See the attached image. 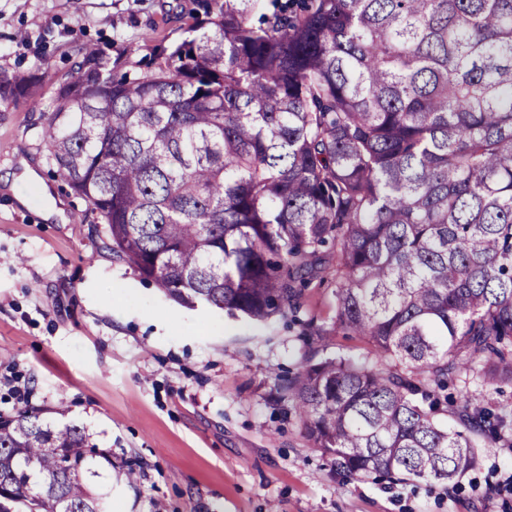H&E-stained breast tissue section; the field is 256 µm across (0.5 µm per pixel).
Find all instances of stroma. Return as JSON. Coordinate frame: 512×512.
Returning <instances> with one entry per match:
<instances>
[{"label": "stroma", "instance_id": "1", "mask_svg": "<svg viewBox=\"0 0 512 512\" xmlns=\"http://www.w3.org/2000/svg\"><path fill=\"white\" fill-rule=\"evenodd\" d=\"M191 7L0 0V77L44 75L39 105L0 106V414L66 403L101 452L97 484L137 470L135 483L111 484L126 512H512V448L481 449L453 491L347 479L284 413L277 377L327 349L369 350L341 332L302 338L304 323L334 316L333 275L305 288L294 317L267 324L181 307L103 248L105 224L48 163L40 115L77 49L135 70L186 38Z\"/></svg>", "mask_w": 512, "mask_h": 512}]
</instances>
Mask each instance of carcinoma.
<instances>
[{
    "mask_svg": "<svg viewBox=\"0 0 512 512\" xmlns=\"http://www.w3.org/2000/svg\"><path fill=\"white\" fill-rule=\"evenodd\" d=\"M193 4L145 71L77 50L47 159L185 308L267 322L335 269L332 328L369 356L325 354L278 401L340 475L458 488L512 445V0ZM43 81L1 79L0 105ZM67 413L0 416V512H112Z\"/></svg>",
    "mask_w": 512,
    "mask_h": 512,
    "instance_id": "carcinoma-1",
    "label": "carcinoma"
}]
</instances>
